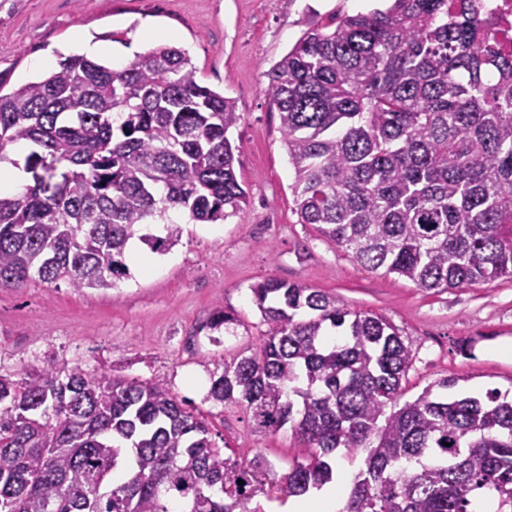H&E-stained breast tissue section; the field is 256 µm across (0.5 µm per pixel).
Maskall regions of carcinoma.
Segmentation results:
<instances>
[{"label": "carcinoma", "instance_id": "1", "mask_svg": "<svg viewBox=\"0 0 512 512\" xmlns=\"http://www.w3.org/2000/svg\"><path fill=\"white\" fill-rule=\"evenodd\" d=\"M496 38L478 0H390L306 30L267 72L301 223L418 288L512 277V58ZM241 118L167 45L122 69L62 56L0 94V168L27 179L0 194V287L109 289L141 225L235 216ZM180 237L172 222L142 240L163 254ZM251 291L270 336L224 361L210 397L258 432L291 424L305 461L271 478L163 380L65 364L0 375V512H262L261 495L328 483L338 448L366 452L339 512H512V400H450L444 378L399 407L412 349L387 320L298 282Z\"/></svg>", "mask_w": 512, "mask_h": 512}]
</instances>
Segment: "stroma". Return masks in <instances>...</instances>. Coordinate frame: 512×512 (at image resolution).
I'll use <instances>...</instances> for the list:
<instances>
[{"instance_id": "obj_1", "label": "stroma", "mask_w": 512, "mask_h": 512, "mask_svg": "<svg viewBox=\"0 0 512 512\" xmlns=\"http://www.w3.org/2000/svg\"><path fill=\"white\" fill-rule=\"evenodd\" d=\"M383 0H0V88L42 78L39 59L73 54L74 33L109 48L121 68L139 53L145 30L156 44L188 52L200 84L235 100L243 118L229 137L247 202L218 224L179 218L182 235L166 254L139 240L149 262L106 290L37 281L0 288V374L82 364L128 379H163L187 411L206 419L218 447L265 462L270 475L309 450L291 426L256 432L245 406L209 398L224 360L257 350L270 332L252 287L268 277L336 297L352 312L386 319L413 350L402 401L443 378L454 395L495 389L512 400V278L470 288L425 290L371 271L316 225L301 223L293 168L267 71L310 27L382 6ZM232 316L208 329L215 310Z\"/></svg>"}]
</instances>
